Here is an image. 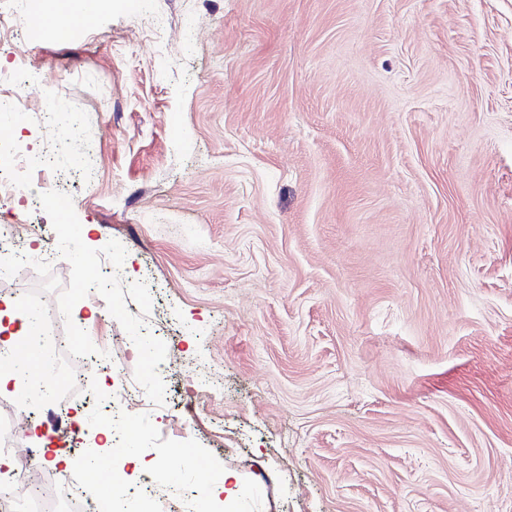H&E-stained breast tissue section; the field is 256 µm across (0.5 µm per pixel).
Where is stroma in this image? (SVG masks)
I'll use <instances>...</instances> for the list:
<instances>
[{"label":"stroma","instance_id":"1","mask_svg":"<svg viewBox=\"0 0 512 512\" xmlns=\"http://www.w3.org/2000/svg\"><path fill=\"white\" fill-rule=\"evenodd\" d=\"M25 14L0 142L52 153L83 242L123 245L166 375L162 404L73 432L138 360L82 299L76 393L0 392L11 458L39 432L76 475L98 443L113 512L147 479L225 512L228 471L234 512H512V0H112L59 42ZM2 224L68 286L45 211ZM133 433L149 468L122 462Z\"/></svg>","mask_w":512,"mask_h":512}]
</instances>
